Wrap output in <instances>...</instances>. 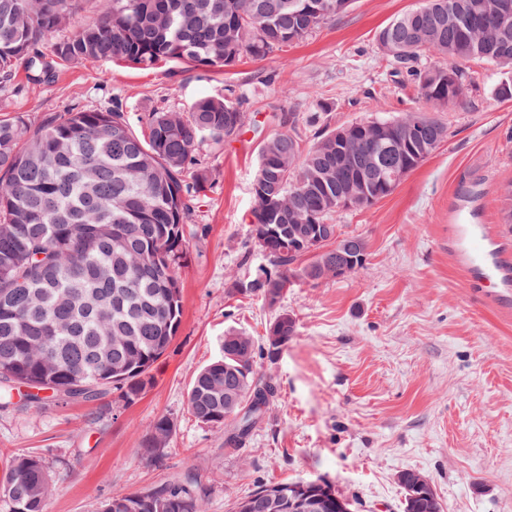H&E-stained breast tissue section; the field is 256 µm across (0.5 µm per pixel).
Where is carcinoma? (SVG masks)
Instances as JSON below:
<instances>
[{
	"instance_id": "carcinoma-1",
	"label": "carcinoma",
	"mask_w": 512,
	"mask_h": 512,
	"mask_svg": "<svg viewBox=\"0 0 512 512\" xmlns=\"http://www.w3.org/2000/svg\"><path fill=\"white\" fill-rule=\"evenodd\" d=\"M96 16L39 50L45 36L76 10L75 0H0V85L18 62L51 76L56 66L120 62L140 69L179 63L226 70L302 40L344 13L351 0H98ZM500 0H424L380 28L377 48L395 71L413 77L429 109L379 119L392 137L349 139L320 131L304 151L291 132L261 146L252 183V239L271 266L236 282V290L270 305L297 282L317 285L336 269L353 273L367 257L359 235L338 232V200L359 182L366 208L390 195L391 175L412 171L447 138L433 112L467 101L465 67L481 61L512 71V22ZM423 57L433 63L419 67ZM246 97L233 92L192 103L188 115L152 112L148 134L123 109L76 110L32 125L0 120V401L17 387L93 399L112 387L127 405L153 380L182 316L180 259L184 223L210 172L196 145L221 146L248 120ZM294 318L274 317L263 349L273 363L296 336ZM222 355L195 376L188 405L200 422L224 428L239 448L278 395L257 369L254 341L224 334ZM174 425L155 421L143 456L156 460ZM54 486L40 457L19 454L0 478L4 512H46ZM96 512H207L193 479L115 495ZM403 512H443L435 489Z\"/></svg>"
}]
</instances>
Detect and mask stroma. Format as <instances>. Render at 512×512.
Returning a JSON list of instances; mask_svg holds the SVG:
<instances>
[{
    "label": "stroma",
    "mask_w": 512,
    "mask_h": 512,
    "mask_svg": "<svg viewBox=\"0 0 512 512\" xmlns=\"http://www.w3.org/2000/svg\"><path fill=\"white\" fill-rule=\"evenodd\" d=\"M421 0H353L341 16L265 58L214 71L167 63L58 66L53 80L19 70L0 88V117L39 122L49 113L119 104L146 130L154 111L186 112L198 98L245 94L249 123L194 155L211 172L187 220L180 282L183 314L152 387L127 406L118 391L90 401L49 398L41 411L25 389L0 409V467L40 456L55 492L48 512H95L103 500L193 475L208 512H229L261 484L323 478L356 512H403L401 471L432 482L443 512H512V297L480 299L448 255V211L502 221L501 188L512 183V101L495 99L505 70L471 63L467 102L441 112L449 135L387 197L341 214L339 230L364 237L356 272L296 284L271 308L234 285L265 259L252 241L251 184L261 142L294 116L302 148L314 142L308 118L324 123L396 118L421 107L406 74L392 73L376 31ZM297 334L276 364L259 360L280 390L246 446L228 448L223 429L188 408L196 372L220 353L227 330L263 345L276 310ZM174 424L165 457L141 456L159 417Z\"/></svg>",
    "instance_id": "stroma-1"
}]
</instances>
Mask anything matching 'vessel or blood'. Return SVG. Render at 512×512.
<instances>
[{"mask_svg": "<svg viewBox=\"0 0 512 512\" xmlns=\"http://www.w3.org/2000/svg\"><path fill=\"white\" fill-rule=\"evenodd\" d=\"M453 234L448 251L475 288L493 289L496 297L512 295V230L497 224H473L461 210L448 213Z\"/></svg>", "mask_w": 512, "mask_h": 512, "instance_id": "1", "label": "vessel or blood"}]
</instances>
